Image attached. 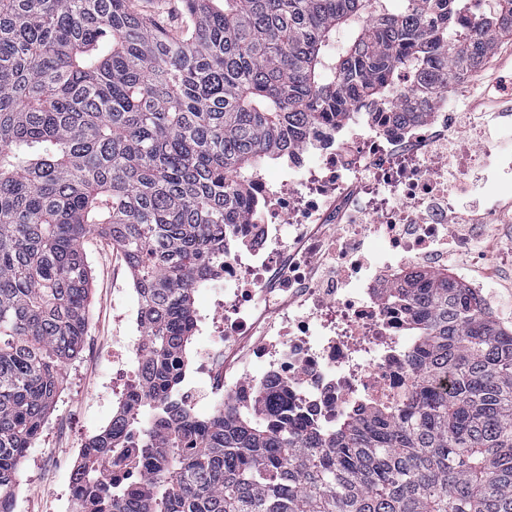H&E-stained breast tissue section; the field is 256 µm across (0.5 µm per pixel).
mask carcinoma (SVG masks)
Instances as JSON below:
<instances>
[{"instance_id": "cac0c4a2", "label": "carcinoma", "mask_w": 512, "mask_h": 512, "mask_svg": "<svg viewBox=\"0 0 512 512\" xmlns=\"http://www.w3.org/2000/svg\"><path fill=\"white\" fill-rule=\"evenodd\" d=\"M389 2L182 0L175 33L131 0H0V512L80 352L91 232L136 274L150 419L140 448L122 423L88 441L75 512H512V328L446 269L391 295L418 337L395 408L300 431L274 388L208 418L172 401L256 168L364 101L415 112L512 36V0ZM132 454L141 482L104 474Z\"/></svg>"}]
</instances>
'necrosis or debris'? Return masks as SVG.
Returning a JSON list of instances; mask_svg holds the SVG:
<instances>
[{
    "label": "necrosis or debris",
    "instance_id": "4bbe7bcc",
    "mask_svg": "<svg viewBox=\"0 0 512 512\" xmlns=\"http://www.w3.org/2000/svg\"><path fill=\"white\" fill-rule=\"evenodd\" d=\"M449 92L427 99L420 118L380 103L338 125L315 124L276 180L252 175L249 215L225 234L218 285L195 318L204 342L181 372L178 405L192 409L219 393L244 409L275 384L300 423L332 429L402 400L412 326L389 289L406 273L447 267L448 210L471 169L495 195L512 182V150L492 154L467 113L449 111ZM286 225L295 230L288 242ZM259 294L303 310L268 335L253 308ZM121 319L128 340L112 352L119 413L145 357L139 304ZM242 336L256 342L240 353Z\"/></svg>",
    "mask_w": 512,
    "mask_h": 512
}]
</instances>
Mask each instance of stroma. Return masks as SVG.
Wrapping results in <instances>:
<instances>
[{
    "label": "stroma",
    "instance_id": "35a3bbf8",
    "mask_svg": "<svg viewBox=\"0 0 512 512\" xmlns=\"http://www.w3.org/2000/svg\"><path fill=\"white\" fill-rule=\"evenodd\" d=\"M84 249L91 270L86 336L78 357L65 364L62 390L19 467L23 512H55L57 499H68L72 448L102 432L112 413V395L105 387L112 379V366L103 353L121 342L115 319L129 303L126 290L133 285V272L122 253L101 235L87 236ZM480 265L497 270V278L486 281V291L496 320L512 328V253H486Z\"/></svg>",
    "mask_w": 512,
    "mask_h": 512
}]
</instances>
